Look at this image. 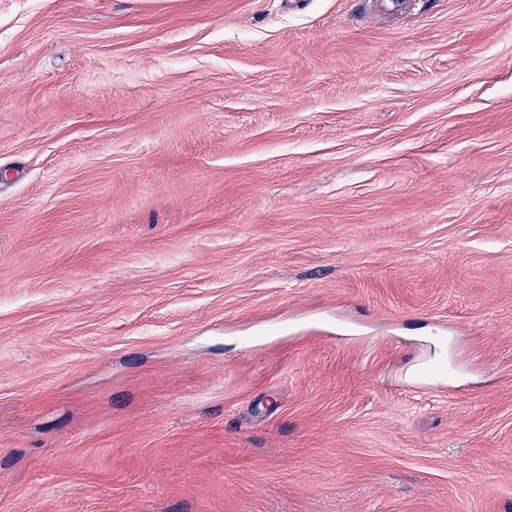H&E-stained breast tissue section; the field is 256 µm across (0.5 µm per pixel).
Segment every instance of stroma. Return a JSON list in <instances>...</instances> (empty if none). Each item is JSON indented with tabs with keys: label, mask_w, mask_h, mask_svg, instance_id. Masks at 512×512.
Instances as JSON below:
<instances>
[{
	"label": "stroma",
	"mask_w": 512,
	"mask_h": 512,
	"mask_svg": "<svg viewBox=\"0 0 512 512\" xmlns=\"http://www.w3.org/2000/svg\"><path fill=\"white\" fill-rule=\"evenodd\" d=\"M0 512H512V0H0Z\"/></svg>",
	"instance_id": "stroma-1"
}]
</instances>
